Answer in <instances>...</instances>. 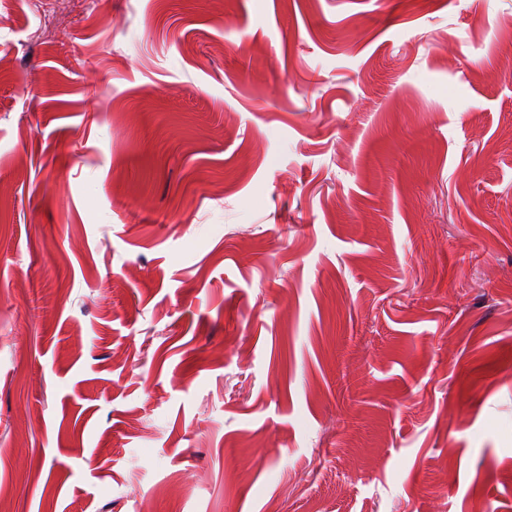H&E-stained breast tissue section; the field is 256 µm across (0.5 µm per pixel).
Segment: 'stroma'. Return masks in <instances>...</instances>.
Listing matches in <instances>:
<instances>
[{
	"label": "stroma",
	"mask_w": 512,
	"mask_h": 512,
	"mask_svg": "<svg viewBox=\"0 0 512 512\" xmlns=\"http://www.w3.org/2000/svg\"><path fill=\"white\" fill-rule=\"evenodd\" d=\"M512 512V0H0V512Z\"/></svg>",
	"instance_id": "stroma-1"
}]
</instances>
